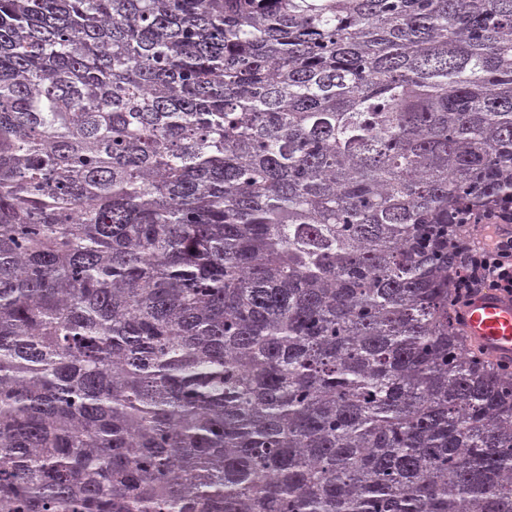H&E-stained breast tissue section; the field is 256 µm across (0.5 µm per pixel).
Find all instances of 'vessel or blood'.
Masks as SVG:
<instances>
[{"mask_svg":"<svg viewBox=\"0 0 512 512\" xmlns=\"http://www.w3.org/2000/svg\"><path fill=\"white\" fill-rule=\"evenodd\" d=\"M461 329L491 361H512V295L485 289L461 311Z\"/></svg>","mask_w":512,"mask_h":512,"instance_id":"obj_1","label":"vessel or blood"}]
</instances>
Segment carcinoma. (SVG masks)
<instances>
[{
	"instance_id": "obj_1",
	"label": "carcinoma",
	"mask_w": 512,
	"mask_h": 512,
	"mask_svg": "<svg viewBox=\"0 0 512 512\" xmlns=\"http://www.w3.org/2000/svg\"><path fill=\"white\" fill-rule=\"evenodd\" d=\"M503 197L512 0H0V509L512 512ZM464 217L448 224L458 263L450 288L452 306L461 311V329L469 342L480 347L488 359L498 363L512 361V233L503 235V225L512 226V202L486 208L476 218ZM470 224V231L464 230ZM483 224L484 236L479 232ZM500 290L501 293L495 290Z\"/></svg>"
}]
</instances>
